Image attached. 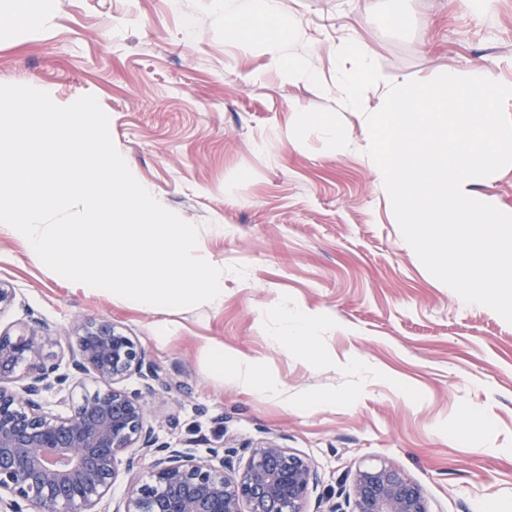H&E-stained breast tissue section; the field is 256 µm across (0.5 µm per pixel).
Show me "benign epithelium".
<instances>
[{
	"label": "benign epithelium",
	"mask_w": 512,
	"mask_h": 512,
	"mask_svg": "<svg viewBox=\"0 0 512 512\" xmlns=\"http://www.w3.org/2000/svg\"><path fill=\"white\" fill-rule=\"evenodd\" d=\"M48 331L41 322L0 331V503L8 499L9 512H307L316 473L286 448L253 449L233 477L228 453L216 465L158 442L145 396L120 386L149 377L144 351L122 329L83 322L65 372L46 353ZM50 396L67 412L51 409ZM143 450L146 478L131 476L123 509L108 510L121 457ZM352 492L353 512H429L419 485L392 464L357 470Z\"/></svg>",
	"instance_id": "1"
}]
</instances>
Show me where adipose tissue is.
Segmentation results:
<instances>
[{"mask_svg": "<svg viewBox=\"0 0 512 512\" xmlns=\"http://www.w3.org/2000/svg\"><path fill=\"white\" fill-rule=\"evenodd\" d=\"M224 22L226 36L250 42L256 49L281 61L290 82H313L314 75L301 58L288 51V40L300 34L301 25L296 18L283 17L279 0H224ZM315 325L316 318L310 312H284L272 342L286 351L308 346ZM200 349L215 376L231 374L248 392L274 397L280 405H287V391L263 380L255 364L245 355L225 349L223 342L213 338L202 339Z\"/></svg>", "mask_w": 512, "mask_h": 512, "instance_id": "obj_1", "label": "adipose tissue"}]
</instances>
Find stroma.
I'll return each instance as SVG.
<instances>
[{
    "label": "stroma",
    "instance_id": "35a3bbf8",
    "mask_svg": "<svg viewBox=\"0 0 512 512\" xmlns=\"http://www.w3.org/2000/svg\"><path fill=\"white\" fill-rule=\"evenodd\" d=\"M280 7L302 25L290 50L316 82L288 83L270 56L225 39L224 0H41L43 29H0V84L94 96L135 179L226 269L223 305L154 313L70 290L0 232V280L16 292L0 330L41 319L64 363L81 320L122 327L157 375L145 417L158 441L243 459L276 441L314 465L312 512H352L356 470L381 463L417 482L430 512H512V324L423 266L376 184L359 113L329 93L349 36L414 80L512 59V0ZM283 307L319 315L310 348L273 345ZM205 337L253 359L287 406L213 377Z\"/></svg>",
    "mask_w": 512,
    "mask_h": 512
}]
</instances>
